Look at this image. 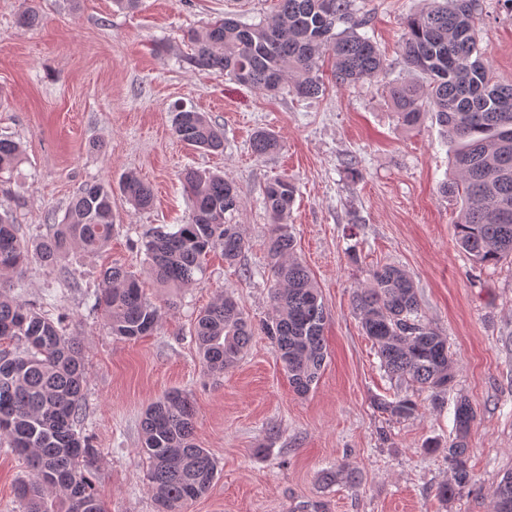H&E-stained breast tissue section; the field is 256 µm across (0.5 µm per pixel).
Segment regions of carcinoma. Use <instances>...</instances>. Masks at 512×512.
<instances>
[{"instance_id":"carcinoma-1","label":"carcinoma","mask_w":512,"mask_h":512,"mask_svg":"<svg viewBox=\"0 0 512 512\" xmlns=\"http://www.w3.org/2000/svg\"><path fill=\"white\" fill-rule=\"evenodd\" d=\"M352 5L353 0H277L269 20L249 24L226 16L188 33L192 52L186 61L267 94L289 82L305 98L325 90L318 62L326 52L334 58L332 75L339 86L384 77L386 62L371 40L358 33L369 19L356 17ZM478 6L479 0H429L427 7L410 15L402 62L425 82L395 80L389 83V97L404 128H414L425 112H433L448 138L458 143L454 177L442 183L441 191L461 201L455 224L458 246L485 265L512 259V83H500L491 75L474 27ZM340 23L345 28L338 31ZM174 133L191 146L224 152V131L203 112L177 110ZM251 149L265 157L279 152L281 142L274 133L259 130ZM21 161V145L0 139V174ZM183 182L192 199L189 222L172 230L160 227L142 242L150 273L165 288L195 282L206 254L217 246L228 264L246 248L239 225L228 219L239 207L235 183L194 169L184 172ZM118 188L138 209L153 204L151 186L134 175L122 177ZM295 194V185L283 178L270 182L264 192L263 204L273 223L267 251L275 281L274 315L265 329L292 386L305 393L327 356L326 311L307 267L294 256L288 219ZM112 227V185L83 184L62 219L48 225L38 242L43 266L55 270L75 247L102 250L112 238ZM28 257V245L13 220L0 214V341L22 343L21 350L0 355V434L24 458L31 475L20 481L17 495L26 512H107L91 479L97 449L77 432L86 413L82 349L65 334L62 319L54 320L2 291L6 276L20 273ZM101 281L95 305L102 307L112 335L131 340L151 334L159 312L137 277L113 265L101 271ZM352 305L385 371L428 392L432 404H444L455 379V361L447 339L422 318L412 277L394 265L376 268L369 285L354 292ZM253 335L251 321L228 295L200 313L194 327L204 364L213 373L235 366ZM380 407L399 418L418 409L409 395ZM193 418L191 401L177 390L145 411L141 449L148 459L147 481L157 512H186L215 480L216 461L195 443ZM474 420L469 401L457 399L455 438L448 445L453 478L437 489L443 501L473 486L468 437Z\"/></svg>"}]
</instances>
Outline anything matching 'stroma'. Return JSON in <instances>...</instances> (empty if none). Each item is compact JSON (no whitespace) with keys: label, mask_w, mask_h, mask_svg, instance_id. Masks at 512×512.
Returning <instances> with one entry per match:
<instances>
[{"label":"stroma","mask_w":512,"mask_h":512,"mask_svg":"<svg viewBox=\"0 0 512 512\" xmlns=\"http://www.w3.org/2000/svg\"><path fill=\"white\" fill-rule=\"evenodd\" d=\"M425 4L354 0L390 79L418 78L399 49L407 18ZM27 6L43 13L40 26L18 25ZM273 7L274 0H141L124 11L112 0H0V138L19 141L25 153L13 173L0 175V212H10L31 243L86 182L115 185L132 173L154 193L144 211L114 195L106 250H71L64 277L31 257L9 291L36 306L55 296L48 316L62 318L85 354L81 432L98 452L96 493L108 512H156L141 420L152 402L178 390L195 408L197 444L218 467L211 489L187 512H495L496 488L512 471V263L480 266L458 247L460 202L439 189L451 174L445 129L431 112L404 129L385 82L330 81L315 98L287 87L271 96L186 63L189 30L224 16L250 23ZM475 25L495 80L512 82V7L480 0ZM177 105L223 128V153L177 139ZM261 128L280 138L277 155L252 153ZM189 168L220 171L237 184L232 221L248 246L235 265L212 250L196 284L165 288L149 275L141 242L155 228L187 223L192 201L182 175ZM277 177L297 189L289 219L296 255L327 313V358L303 395L262 329L273 314L274 286L263 193ZM113 264L139 275L160 315L153 334L116 338L95 308L100 272ZM385 264L410 273L425 320L448 338L457 372L441 409L386 375L352 307L354 291ZM225 294L255 333L242 359L215 374L201 360L193 327ZM406 394L418 404L411 417L375 406ZM459 397L477 412L469 438L475 487L443 501L436 489L452 479L446 448ZM328 471L335 481H325ZM28 475L0 436V512H22L15 487Z\"/></svg>","instance_id":"35a3bbf8"}]
</instances>
